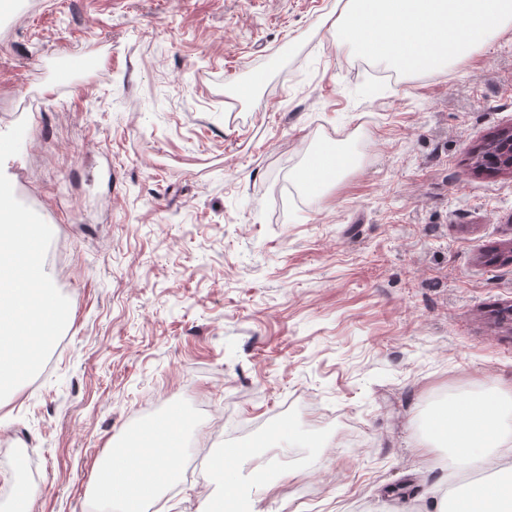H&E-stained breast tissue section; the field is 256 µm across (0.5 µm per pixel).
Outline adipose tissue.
<instances>
[{
  "instance_id": "adipose-tissue-1",
  "label": "adipose tissue",
  "mask_w": 512,
  "mask_h": 512,
  "mask_svg": "<svg viewBox=\"0 0 512 512\" xmlns=\"http://www.w3.org/2000/svg\"><path fill=\"white\" fill-rule=\"evenodd\" d=\"M511 410V398L489 390L442 405L431 415L429 430L459 459L500 461L512 455V429L502 422ZM180 452L179 434L144 429L140 447L104 467L97 484L98 497L120 503L123 512H138L144 497L176 479L173 461ZM454 512H512V480L474 485L455 502Z\"/></svg>"
}]
</instances>
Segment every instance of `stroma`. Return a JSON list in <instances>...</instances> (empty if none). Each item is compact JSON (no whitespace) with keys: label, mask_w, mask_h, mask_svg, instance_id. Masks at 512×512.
<instances>
[{"label":"stroma","mask_w":512,"mask_h":512,"mask_svg":"<svg viewBox=\"0 0 512 512\" xmlns=\"http://www.w3.org/2000/svg\"><path fill=\"white\" fill-rule=\"evenodd\" d=\"M340 0H21L0 15L4 170L53 225L71 317L0 401V512H78L102 459L180 410L232 482L153 512H446L495 470L428 442L440 404L512 392V29L401 75L337 53ZM98 71L55 87L49 56ZM254 93L238 98L254 75ZM334 142L326 194L297 175ZM313 493L295 503L288 489ZM485 158L499 156L492 159L503 171L512 173V128L499 132L487 147ZM333 155L331 157V163L334 167L332 178L329 180H321L316 186V194L323 193L326 189L332 186L339 178H341L348 170L354 165V159L346 154L339 148L332 146Z\"/></svg>","instance_id":"1"}]
</instances>
